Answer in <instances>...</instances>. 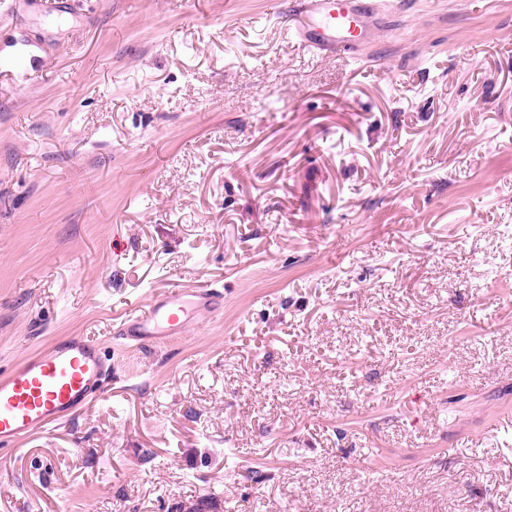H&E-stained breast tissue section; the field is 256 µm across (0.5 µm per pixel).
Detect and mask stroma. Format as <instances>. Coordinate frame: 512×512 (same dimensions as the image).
Here are the masks:
<instances>
[{
	"instance_id": "obj_1",
	"label": "stroma",
	"mask_w": 512,
	"mask_h": 512,
	"mask_svg": "<svg viewBox=\"0 0 512 512\" xmlns=\"http://www.w3.org/2000/svg\"><path fill=\"white\" fill-rule=\"evenodd\" d=\"M54 2L0 8V372L82 336L112 378L0 512H512V0H385L356 61L291 0ZM223 305L224 297L211 288H166L123 315L115 331L134 345L169 342L186 334L191 324L217 317Z\"/></svg>"
}]
</instances>
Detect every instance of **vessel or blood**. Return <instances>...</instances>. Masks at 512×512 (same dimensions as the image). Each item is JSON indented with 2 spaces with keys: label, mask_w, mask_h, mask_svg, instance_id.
Returning a JSON list of instances; mask_svg holds the SVG:
<instances>
[{
  "label": "vessel or blood",
  "mask_w": 512,
  "mask_h": 512,
  "mask_svg": "<svg viewBox=\"0 0 512 512\" xmlns=\"http://www.w3.org/2000/svg\"><path fill=\"white\" fill-rule=\"evenodd\" d=\"M288 33L320 56L349 54L370 42L371 10L361 0H292ZM223 297L210 288H166L123 315L118 336L137 345L164 343L190 325L217 317ZM112 373L102 346L70 336L56 340L0 374V452H13L32 436L62 424L100 394Z\"/></svg>",
  "instance_id": "obj_1"
}]
</instances>
